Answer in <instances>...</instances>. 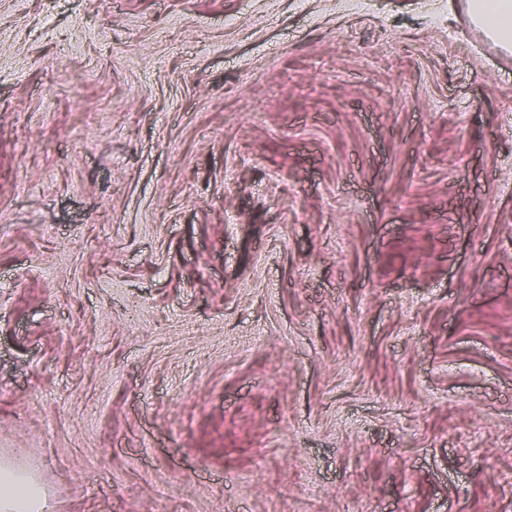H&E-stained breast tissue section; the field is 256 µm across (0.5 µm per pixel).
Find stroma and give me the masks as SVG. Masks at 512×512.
Wrapping results in <instances>:
<instances>
[{
    "label": "stroma",
    "instance_id": "1",
    "mask_svg": "<svg viewBox=\"0 0 512 512\" xmlns=\"http://www.w3.org/2000/svg\"><path fill=\"white\" fill-rule=\"evenodd\" d=\"M464 2L0 0L45 512H512V60Z\"/></svg>",
    "mask_w": 512,
    "mask_h": 512
}]
</instances>
